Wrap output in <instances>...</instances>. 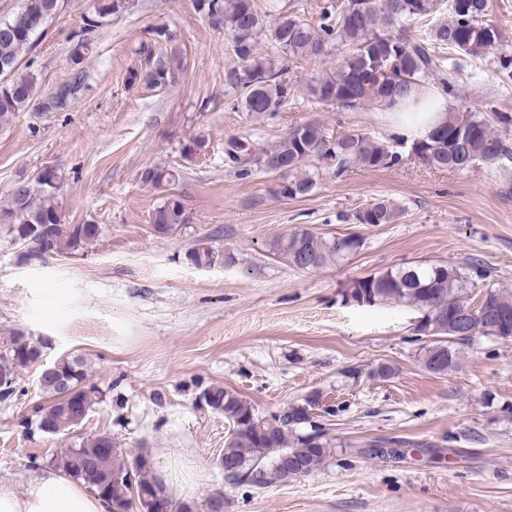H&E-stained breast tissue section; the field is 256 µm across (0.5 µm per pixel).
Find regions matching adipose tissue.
Wrapping results in <instances>:
<instances>
[{"label":"adipose tissue","mask_w":512,"mask_h":512,"mask_svg":"<svg viewBox=\"0 0 512 512\" xmlns=\"http://www.w3.org/2000/svg\"><path fill=\"white\" fill-rule=\"evenodd\" d=\"M0 512H109V506L82 484L45 469L21 491L0 481Z\"/></svg>","instance_id":"adipose-tissue-1"}]
</instances>
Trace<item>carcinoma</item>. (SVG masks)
<instances>
[{
	"mask_svg": "<svg viewBox=\"0 0 512 512\" xmlns=\"http://www.w3.org/2000/svg\"><path fill=\"white\" fill-rule=\"evenodd\" d=\"M131 0H97L95 12L86 19L88 28L103 20L128 11ZM58 0H24L20 11L24 22L16 18L0 21V126L27 109L37 95V76L20 70V62L42 34L55 14ZM434 0H344L336 6L332 23L315 29L309 23L284 14L272 25H266L256 0H197V9L208 17H219L238 65L224 75L225 86L240 93L243 111L255 118L273 116L282 111L290 99L293 84L288 68L270 53L259 48L260 39L292 60H321L332 44L347 47L340 56L335 72L320 79L311 89L315 100L331 106L357 110L373 107L397 112L402 101L427 90L447 96L454 90L452 74L457 63H448L431 48L453 50L462 55L479 56L499 45L502 31L487 19L488 0H449L448 20L429 29L418 39L400 32L417 19L431 15ZM86 33L73 42L69 61L76 69L74 77L46 94L39 106L47 111H63L83 87L81 65L89 53ZM147 84L162 87L174 79L180 66L177 52L156 55L155 43H142ZM383 73L375 79L373 71ZM496 121L472 112L448 109L424 139L412 143L411 151L428 167L438 170L469 171L477 163L506 167L512 162V143L508 128L512 116L495 114ZM326 157L334 162L336 172L351 168H390L398 156L383 142L367 133L352 131L328 137L317 122L299 125L294 134H286L274 146L261 148L240 165L256 166L274 173L282 162L288 163L283 175L281 193L295 198L305 196L316 186L314 176L306 170L313 157ZM180 171L154 166L141 173L145 184L161 187L176 183ZM63 182L56 168H45L34 177L15 183L8 202L0 207V224L8 235L21 243L26 260H43L65 250L77 251L99 236L96 224H67L62 219L58 193ZM405 213L396 200L381 196L355 213L342 218L349 224H395ZM183 198L167 196L152 212L151 222L162 232L175 230L186 223ZM363 245L354 233L328 235L301 228L291 234L277 236L269 243L270 251L297 269L316 271L343 262ZM197 266L210 267L231 259L209 246L189 253ZM487 279L477 265L466 267L443 262L388 268L354 280L346 289L347 302L365 298L367 304L398 303L414 308L423 319L418 336L424 368L444 375L459 364V349L448 340V329L458 326L464 316L471 335L512 336V295L488 288L485 306L471 314L472 301L467 288L472 279ZM37 344L22 333L0 341V361H8V379L0 383V399L13 392L18 369L34 361ZM83 362L78 357H62L44 369L40 386L51 398L46 407L50 419L39 429L48 435H67L80 425L97 398V390L85 385ZM205 404L224 415L229 425L224 440V471L236 478L234 484L264 486L304 476L320 466L333 452L327 430L314 429L298 433L299 426L311 423V400L293 404L268 416H259L253 406L236 392L221 385L205 391ZM112 437L99 435L69 444L55 459L56 466L70 479L90 491L121 505L135 504V512H151L149 502L158 493L153 474L144 469L138 473L136 500L127 487L113 483L117 475L133 465L122 451L112 453ZM288 458V470L279 468Z\"/></svg>",
	"mask_w": 512,
	"mask_h": 512,
	"instance_id": "cac0c4a2",
	"label": "carcinoma"
}]
</instances>
